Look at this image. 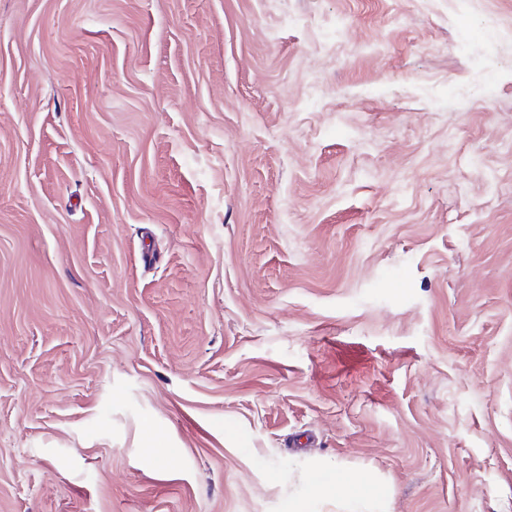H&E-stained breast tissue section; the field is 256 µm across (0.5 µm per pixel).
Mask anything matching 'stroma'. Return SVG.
Returning <instances> with one entry per match:
<instances>
[{"label": "stroma", "mask_w": 512, "mask_h": 512, "mask_svg": "<svg viewBox=\"0 0 512 512\" xmlns=\"http://www.w3.org/2000/svg\"><path fill=\"white\" fill-rule=\"evenodd\" d=\"M299 499L512 501V0H0V512ZM365 484L366 482L364 479L354 477L340 469H336V471L330 474L325 480L321 482H312L310 487L320 494L329 495L334 491L336 492L340 486L349 485L352 487L363 488Z\"/></svg>", "instance_id": "35a3bbf8"}]
</instances>
